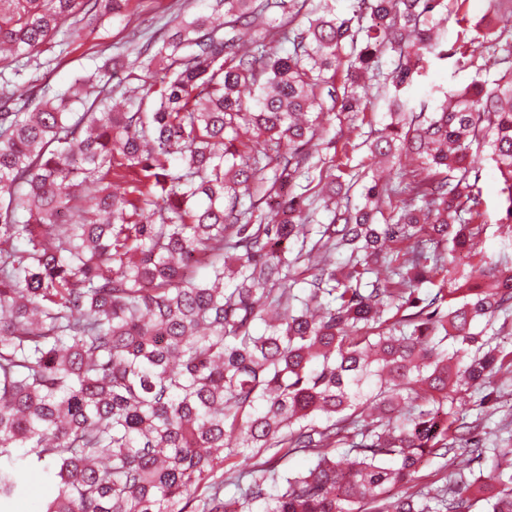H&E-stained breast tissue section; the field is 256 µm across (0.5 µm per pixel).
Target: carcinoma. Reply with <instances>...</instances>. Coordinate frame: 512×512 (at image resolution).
<instances>
[{"instance_id":"obj_1","label":"carcinoma","mask_w":512,"mask_h":512,"mask_svg":"<svg viewBox=\"0 0 512 512\" xmlns=\"http://www.w3.org/2000/svg\"><path fill=\"white\" fill-rule=\"evenodd\" d=\"M443 2L357 0L348 18L331 0H212L128 64L111 55L38 98L13 84L0 512L34 480L55 487L43 512H470L479 477L448 456L512 426L493 384L512 374V265L479 250L489 225L470 182L473 149H488L512 224V53L492 85L414 102L425 56L450 58ZM128 6L0 0V48L30 59ZM511 16L512 0H487L488 30ZM367 80L385 85L388 117L367 150L396 172L316 224V196L295 188L326 114L360 111ZM344 175L329 166L325 192ZM462 253L484 281L460 272ZM297 453L306 470L279 469ZM491 453L500 490L483 512H512V436ZM434 459L442 484L420 482Z\"/></svg>"}]
</instances>
